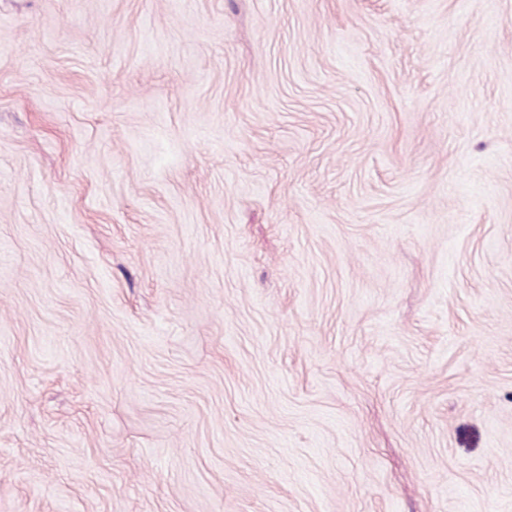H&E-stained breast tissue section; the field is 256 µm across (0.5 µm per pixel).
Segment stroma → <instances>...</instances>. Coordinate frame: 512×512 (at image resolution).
Here are the masks:
<instances>
[{
	"instance_id": "obj_1",
	"label": "stroma",
	"mask_w": 512,
	"mask_h": 512,
	"mask_svg": "<svg viewBox=\"0 0 512 512\" xmlns=\"http://www.w3.org/2000/svg\"><path fill=\"white\" fill-rule=\"evenodd\" d=\"M0 512H512V0H0Z\"/></svg>"
}]
</instances>
